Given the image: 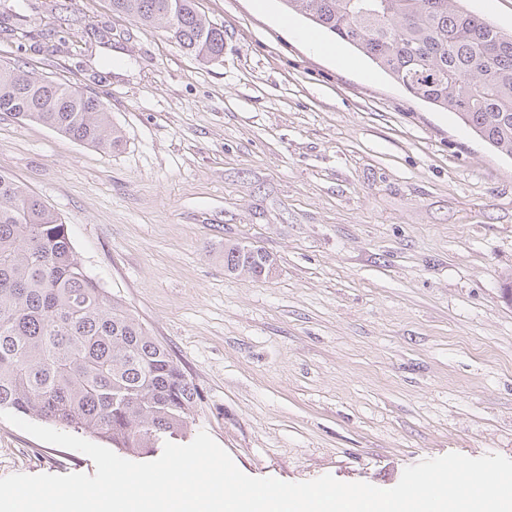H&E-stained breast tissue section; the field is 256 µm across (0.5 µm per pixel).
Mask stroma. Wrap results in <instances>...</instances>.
Wrapping results in <instances>:
<instances>
[{"mask_svg": "<svg viewBox=\"0 0 512 512\" xmlns=\"http://www.w3.org/2000/svg\"><path fill=\"white\" fill-rule=\"evenodd\" d=\"M66 3L90 35L53 52L1 37L0 63L97 94L125 146L2 115L0 170L197 386L194 431L287 482L512 459V159L358 52H313L279 0H199L224 26L208 64L108 0ZM235 241L275 274L226 272ZM94 472L0 420V478Z\"/></svg>", "mask_w": 512, "mask_h": 512, "instance_id": "35a3bbf8", "label": "stroma"}]
</instances>
